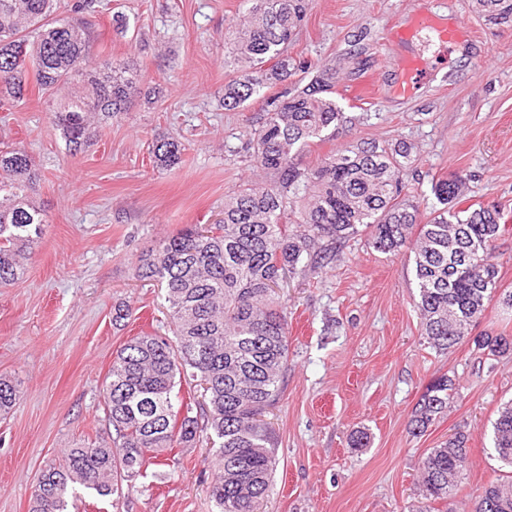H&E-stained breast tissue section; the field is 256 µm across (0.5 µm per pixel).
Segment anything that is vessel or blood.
I'll list each match as a JSON object with an SVG mask.
<instances>
[{"instance_id": "b4317fda", "label": "vessel or blood", "mask_w": 512, "mask_h": 512, "mask_svg": "<svg viewBox=\"0 0 512 512\" xmlns=\"http://www.w3.org/2000/svg\"><path fill=\"white\" fill-rule=\"evenodd\" d=\"M432 38L442 46H453L465 41L467 33L464 28L443 22L433 12L418 11L416 18L410 22L400 23L390 34V39L404 48L401 71L395 85L397 94L406 96L417 90L433 65L432 59L419 51L417 44L421 37Z\"/></svg>"}]
</instances>
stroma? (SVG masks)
<instances>
[{"label":"stroma","instance_id":"stroma-1","mask_svg":"<svg viewBox=\"0 0 512 512\" xmlns=\"http://www.w3.org/2000/svg\"><path fill=\"white\" fill-rule=\"evenodd\" d=\"M240 0H95L89 53L101 66L143 68L144 104L103 124L99 137L70 155L47 100L29 94L0 109V148L20 147L39 173L44 211L25 273L0 288V376L17 385L15 409L0 416V512H29L36 476L64 449L95 445L110 433L105 382L117 349L148 333L170 336L165 291L139 279L136 261L189 224H212L224 197L256 176L250 117L272 89L243 108H224L228 32ZM420 0H311L288 54L333 65L343 78L335 98L344 113L330 140L311 146L316 164L332 149L362 141L406 140L416 161L409 184L428 214L432 181L465 179L469 203L512 213V27L485 24L472 0H431L439 16L470 33L438 55L420 90H392L396 54L388 31L411 18ZM127 33L116 30V16ZM173 137L180 164L155 168L152 145ZM368 234L347 241L341 258L284 283L288 370L284 393L267 416L278 437L274 490L266 512H418L421 461L449 434L466 432L467 467L458 494L440 512H470L476 488L501 477L492 432L512 401V353L493 356L475 337L512 336V233L500 237L499 294L468 337L446 352L423 340L414 307L413 254L375 251ZM132 306L120 325L116 304ZM456 388L445 415L415 435L409 420L437 377ZM367 447L355 448V431ZM215 451L208 438L180 455L164 452L126 493L122 512H216L208 487Z\"/></svg>","mask_w":512,"mask_h":512}]
</instances>
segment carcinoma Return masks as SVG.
Segmentation results:
<instances>
[{
    "instance_id": "carcinoma-1",
    "label": "carcinoma",
    "mask_w": 512,
    "mask_h": 512,
    "mask_svg": "<svg viewBox=\"0 0 512 512\" xmlns=\"http://www.w3.org/2000/svg\"><path fill=\"white\" fill-rule=\"evenodd\" d=\"M494 25H512V0H473ZM309 0H242L244 23L230 46L238 76L224 85V108L234 110L290 76L285 55L302 25ZM54 0H0V107L20 102L30 84L44 94L78 83L88 94L52 113L69 151L98 136V125L129 112L141 97L140 75L123 61L90 65L86 33L78 20L53 17ZM337 71L324 66L304 86L264 99L251 144L263 175L224 197V217L206 228L190 224L139 256L136 272L166 290L173 336L142 334L127 341L112 361L104 400L112 445L67 448L61 461L38 475L30 512H67L79 483L112 498L120 512L124 488L147 476L162 452L190 448L208 431L219 474L209 496L219 512H266L276 465V435L260 419L279 400L288 363L287 308L275 288L306 267L338 260L341 244L370 230L383 254L405 247L413 230L416 302L421 335L446 351L458 344L497 291L496 241L508 214L495 204L460 208L464 183L457 177L431 183L436 203L426 223L405 192L414 147L401 140L334 149L309 166L303 158L315 141L335 135L342 112L332 97ZM173 138L152 150L158 168L181 160ZM39 180L27 152L0 150V286L23 274V260L39 238L42 209L34 200ZM493 355L512 351V336L476 339ZM204 385L198 415L175 392L183 375ZM453 379L427 388L410 425L425 432L448 409ZM20 399L15 384L0 378V415ZM468 436L455 432L432 448L420 467L425 505L451 498L466 468ZM493 447L512 469V403L493 425ZM472 512H512V475L492 481L476 496Z\"/></svg>"
}]
</instances>
